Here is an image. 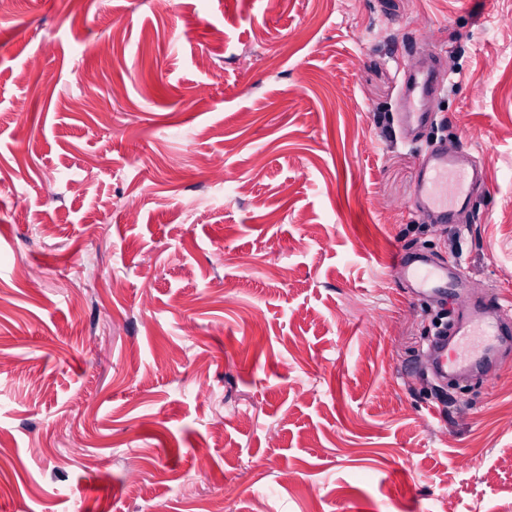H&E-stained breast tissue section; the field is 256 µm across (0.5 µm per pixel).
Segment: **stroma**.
Here are the masks:
<instances>
[{
	"label": "stroma",
	"mask_w": 512,
	"mask_h": 512,
	"mask_svg": "<svg viewBox=\"0 0 512 512\" xmlns=\"http://www.w3.org/2000/svg\"><path fill=\"white\" fill-rule=\"evenodd\" d=\"M509 28L512 0L0 12V512H512V352L440 400V307L391 264L512 307ZM441 139L488 175L464 238L409 209ZM438 90V83L430 67L404 72L396 123L405 139L416 140L421 130L431 123L432 112L428 102Z\"/></svg>",
	"instance_id": "stroma-1"
}]
</instances>
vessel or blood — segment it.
<instances>
[{
  "label": "vessel or blood",
  "instance_id": "1",
  "mask_svg": "<svg viewBox=\"0 0 512 512\" xmlns=\"http://www.w3.org/2000/svg\"><path fill=\"white\" fill-rule=\"evenodd\" d=\"M438 90L431 68L405 71L396 114L405 139L416 140L431 123L428 103ZM463 155L461 143L447 139L433 145L419 162L413 200L437 223H455L459 214L470 211L475 184L488 181L484 170L463 164ZM393 270L414 293L459 303L449 312L446 328L429 344L437 377L444 380L461 369L478 372L486 380L493 377L498 352L512 343V310L491 296L469 299L462 292L464 274L459 266L434 262L421 253L400 251Z\"/></svg>",
  "mask_w": 512,
  "mask_h": 512
}]
</instances>
